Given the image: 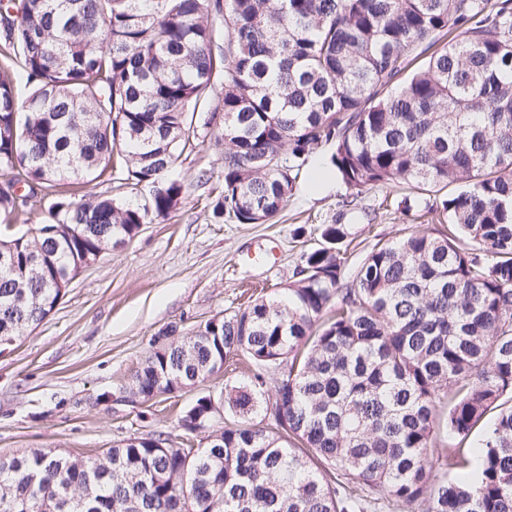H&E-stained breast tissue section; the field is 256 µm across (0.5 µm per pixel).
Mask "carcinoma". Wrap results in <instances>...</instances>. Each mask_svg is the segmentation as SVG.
<instances>
[{
  "mask_svg": "<svg viewBox=\"0 0 512 512\" xmlns=\"http://www.w3.org/2000/svg\"><path fill=\"white\" fill-rule=\"evenodd\" d=\"M12 11L0 345L177 210L170 172L200 113H224L214 217L272 221L326 147L347 193L283 294L158 348L131 383L149 401L244 356L250 383L224 387V412L266 424L200 450L134 436L97 458L0 459V512H512V0H0ZM108 169L149 202L73 189ZM21 182L55 200L17 234ZM392 184L435 227L375 243L349 274L345 221ZM210 409L198 398L180 427Z\"/></svg>",
  "mask_w": 512,
  "mask_h": 512,
  "instance_id": "carcinoma-1",
  "label": "carcinoma"
}]
</instances>
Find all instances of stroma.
<instances>
[{
    "label": "stroma",
    "mask_w": 512,
    "mask_h": 512,
    "mask_svg": "<svg viewBox=\"0 0 512 512\" xmlns=\"http://www.w3.org/2000/svg\"><path fill=\"white\" fill-rule=\"evenodd\" d=\"M223 132V113L208 124L196 120L174 173L184 185L178 209L103 253L39 326L0 346V458L40 448L94 458L151 434L178 448L186 442L183 409L249 382L251 366L240 356L194 388L148 402L129 395L133 374L168 329L195 335L245 307L251 294L272 296L295 280L301 252L319 245V227L334 222L346 191L335 179L317 191L304 180L271 223L214 218L212 203L224 188ZM404 193L365 192L362 212L347 227L348 266L378 240L420 223L419 211L399 210Z\"/></svg>",
    "instance_id": "obj_1"
}]
</instances>
